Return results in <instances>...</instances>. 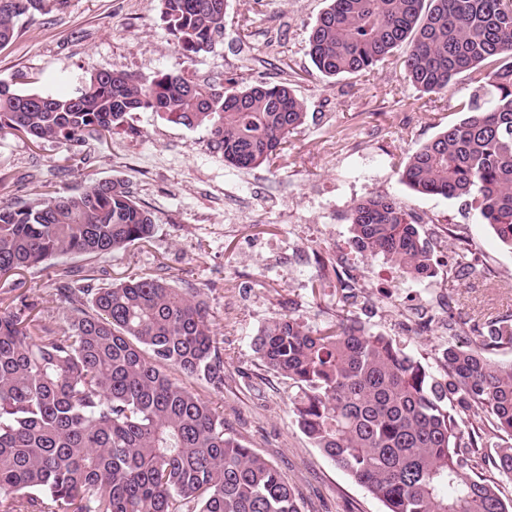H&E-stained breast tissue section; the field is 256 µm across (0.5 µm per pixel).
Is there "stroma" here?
Masks as SVG:
<instances>
[{
  "mask_svg": "<svg viewBox=\"0 0 512 512\" xmlns=\"http://www.w3.org/2000/svg\"><path fill=\"white\" fill-rule=\"evenodd\" d=\"M327 0H228L224 37L187 58L168 39L156 0H68L64 11L23 17L0 48V80L19 90L74 91L95 70L157 72L217 84L285 82L304 100L307 120L276 163L252 170L225 166L206 128L188 129L137 113L134 134L71 148L25 136L0 137V204L35 198L51 185L75 192L86 177L121 179L157 224L151 242L99 255H70L21 271L19 288L38 308L65 319L53 290L57 270L94 266L102 283L165 266L178 288L203 295L224 346V389L191 388L224 414L229 432L275 464L299 491L302 512H385L294 423L295 390L258 365L251 341L271 318L293 313L320 328L336 317V280L321 278L320 257L355 249L347 207L388 195L421 216L433 242L434 279L417 281L381 260L353 269L375 306L365 320L436 366L451 336L423 330V312L440 317L512 314V248L475 210L420 195L401 179L407 157L460 117L471 87L419 94L404 78V50L372 71L321 77L307 54L311 26ZM469 239L479 271L452 284L448 270L459 237Z\"/></svg>",
  "mask_w": 512,
  "mask_h": 512,
  "instance_id": "obj_1",
  "label": "stroma"
}]
</instances>
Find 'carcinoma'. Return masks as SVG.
<instances>
[{
    "mask_svg": "<svg viewBox=\"0 0 512 512\" xmlns=\"http://www.w3.org/2000/svg\"><path fill=\"white\" fill-rule=\"evenodd\" d=\"M66 0H0V47L21 18ZM164 31L186 56L224 36L227 0H158ZM409 44L405 79L442 94L472 85L462 118L412 153L410 189L458 199L512 248V0H329L307 40L324 78L366 72ZM138 112L204 126L224 163H270L305 124V102L285 83L218 89L158 72L92 71L69 94L20 91L0 81V131L76 145L126 133ZM345 220L366 256L415 279L435 277L420 217L393 197L353 202ZM153 214L121 180L51 191L0 206V279L69 255L150 241ZM477 268L463 255L453 280ZM94 270L56 274L62 323L19 294L0 307V507L14 512H301L280 470L224 426V416L169 371L224 389V347L207 302L159 273L96 285ZM336 289V321L313 328L288 314L252 339L261 364L296 388L295 423L315 447L387 512H512V315L448 319L476 344L448 343L434 372L397 339L371 330ZM481 411V426H469Z\"/></svg>",
    "mask_w": 512,
    "mask_h": 512,
    "instance_id": "1",
    "label": "carcinoma"
}]
</instances>
